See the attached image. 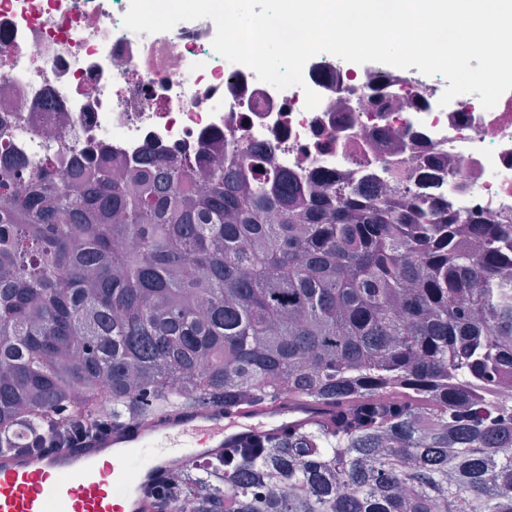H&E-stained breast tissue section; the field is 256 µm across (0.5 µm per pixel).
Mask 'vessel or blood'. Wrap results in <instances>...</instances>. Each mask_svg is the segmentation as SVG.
<instances>
[{"label": "vessel or blood", "instance_id": "obj_1", "mask_svg": "<svg viewBox=\"0 0 512 512\" xmlns=\"http://www.w3.org/2000/svg\"><path fill=\"white\" fill-rule=\"evenodd\" d=\"M317 409L283 401L179 407L134 417L48 454L0 451V512H153L170 457L221 456L245 440L314 421Z\"/></svg>", "mask_w": 512, "mask_h": 512}]
</instances>
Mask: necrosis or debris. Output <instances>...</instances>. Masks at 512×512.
Returning a JSON list of instances; mask_svg holds the SVG:
<instances>
[{
	"instance_id": "1",
	"label": "necrosis or debris",
	"mask_w": 512,
	"mask_h": 512,
	"mask_svg": "<svg viewBox=\"0 0 512 512\" xmlns=\"http://www.w3.org/2000/svg\"><path fill=\"white\" fill-rule=\"evenodd\" d=\"M129 0H0V130L17 155L37 163L40 143L65 145L70 165L89 145L108 158L136 163L144 149L171 157L216 153L242 135L273 147L280 167L382 177L376 163L359 165L354 134L325 149L318 135H334L347 90L373 82L374 72H349L317 55L304 66L305 88L321 97L305 110L304 88L261 82L212 47L216 27L201 19L156 34L123 25ZM393 126L422 132L427 148L448 155L456 177L431 173L417 191L459 211L512 214V95L492 109L474 106L459 120L439 106L434 79L385 70Z\"/></svg>"
}]
</instances>
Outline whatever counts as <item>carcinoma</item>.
I'll return each instance as SVG.
<instances>
[{"instance_id": "cac0c4a2", "label": "carcinoma", "mask_w": 512, "mask_h": 512, "mask_svg": "<svg viewBox=\"0 0 512 512\" xmlns=\"http://www.w3.org/2000/svg\"><path fill=\"white\" fill-rule=\"evenodd\" d=\"M384 180L214 156L67 175L0 141V433L25 452L148 407L322 422L164 476L159 512H512V215L413 189L448 161L367 91Z\"/></svg>"}]
</instances>
